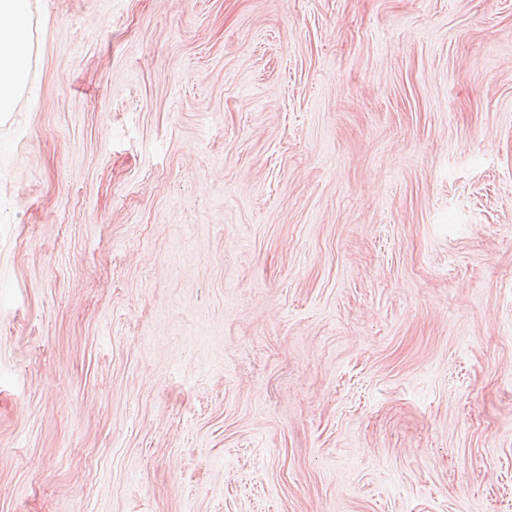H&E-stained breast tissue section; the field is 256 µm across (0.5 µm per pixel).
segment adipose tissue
I'll list each match as a JSON object with an SVG mask.
<instances>
[{"instance_id":"adipose-tissue-1","label":"adipose tissue","mask_w":512,"mask_h":512,"mask_svg":"<svg viewBox=\"0 0 512 512\" xmlns=\"http://www.w3.org/2000/svg\"><path fill=\"white\" fill-rule=\"evenodd\" d=\"M32 29L31 0H0V116L28 88Z\"/></svg>"}]
</instances>
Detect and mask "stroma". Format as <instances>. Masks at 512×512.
Wrapping results in <instances>:
<instances>
[{"label":"stroma","instance_id":"stroma-1","mask_svg":"<svg viewBox=\"0 0 512 512\" xmlns=\"http://www.w3.org/2000/svg\"><path fill=\"white\" fill-rule=\"evenodd\" d=\"M33 13L0 512H512V0Z\"/></svg>","mask_w":512,"mask_h":512}]
</instances>
